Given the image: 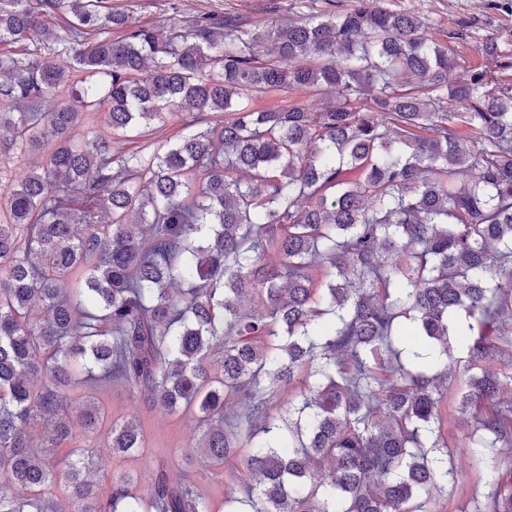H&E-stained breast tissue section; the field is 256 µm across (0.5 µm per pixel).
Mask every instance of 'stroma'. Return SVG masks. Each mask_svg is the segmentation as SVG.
Returning a JSON list of instances; mask_svg holds the SVG:
<instances>
[{
    "mask_svg": "<svg viewBox=\"0 0 512 512\" xmlns=\"http://www.w3.org/2000/svg\"><path fill=\"white\" fill-rule=\"evenodd\" d=\"M350 0H112V6L130 13L140 25L164 30L170 18L190 17L210 13H229L249 23L261 15L264 7L272 6L282 14L308 15L326 10L328 4L346 9ZM394 11H412L425 18L436 37H444L449 29L461 21L469 27L463 38L453 45L461 69H487L493 82H512V70L490 69L481 54L480 46L489 37L499 38L512 49V15L492 13L485 9L484 0H384ZM94 400L103 409L109 422L139 419L146 434V446L136 455L110 457L106 448L109 430L101 428L97 435L82 442L83 456L93 457L100 486L112 484L113 476L133 473L148 480L157 470H165L171 481L192 484L208 500L215 512L224 508L225 484L236 481L239 491H246L253 480L242 466L228 467L223 478H215L190 446V431L194 423L192 413L167 414L147 409L134 400L129 391L119 384H101L93 387L77 385L67 394L69 412L79 411L83 401ZM442 435L451 450L454 482L433 490L428 503L430 512H488L491 490L512 492V448H497L492 463H480L481 449L472 445L474 419L455 409L442 412Z\"/></svg>",
    "mask_w": 512,
    "mask_h": 512,
    "instance_id": "obj_1",
    "label": "stroma"
}]
</instances>
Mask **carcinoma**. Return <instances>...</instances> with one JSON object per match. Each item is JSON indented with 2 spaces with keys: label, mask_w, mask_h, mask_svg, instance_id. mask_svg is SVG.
Wrapping results in <instances>:
<instances>
[{
  "label": "carcinoma",
  "mask_w": 512,
  "mask_h": 512,
  "mask_svg": "<svg viewBox=\"0 0 512 512\" xmlns=\"http://www.w3.org/2000/svg\"><path fill=\"white\" fill-rule=\"evenodd\" d=\"M467 27L441 42L415 13L351 0L159 33L110 0H0V152L42 156L0 195V512H56L61 473L69 512H214L162 471L103 494L82 458H41L74 423L103 425L94 403L76 422L63 408L78 380L195 411L208 466L256 480L226 512H427L451 476L447 374L402 321L445 355L463 337L461 411L504 389L490 363L512 334V84L448 82ZM481 53L512 69L498 40ZM312 88L338 101L249 103ZM97 113L112 137H79ZM174 115L176 139L116 148ZM475 421L474 444L512 447V401ZM144 447L137 421L110 426L109 455Z\"/></svg>",
  "instance_id": "1"
}]
</instances>
